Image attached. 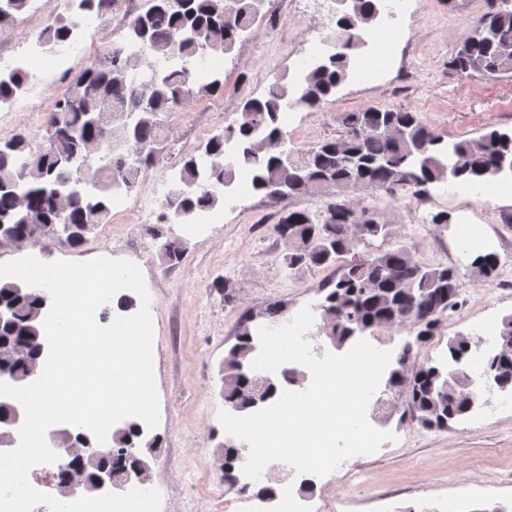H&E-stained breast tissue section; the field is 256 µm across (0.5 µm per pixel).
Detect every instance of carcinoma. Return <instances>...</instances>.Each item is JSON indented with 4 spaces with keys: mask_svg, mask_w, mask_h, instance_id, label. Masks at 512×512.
I'll use <instances>...</instances> for the list:
<instances>
[{
    "mask_svg": "<svg viewBox=\"0 0 512 512\" xmlns=\"http://www.w3.org/2000/svg\"><path fill=\"white\" fill-rule=\"evenodd\" d=\"M30 2L6 0L0 6V25L16 21ZM111 2L68 0V12L40 32L41 43L55 47L69 41L85 15H102ZM258 4L260 0H149L147 10L126 23L127 41L156 59L143 79L129 74L133 61L126 45L114 43L65 86L38 151L24 137L0 145V238H51L81 247L87 233L108 220L106 192L135 187L142 168L159 157L154 147L166 139V118L189 99L224 91L223 77L199 76L197 61L209 51H231L240 32L258 18ZM377 12V0H354L352 11L336 19L334 52L327 64L309 69L299 88L276 81L265 96L246 101L233 124L210 137L199 154L186 157L179 174L182 187L162 202L159 223L168 224L173 216L188 223L198 211L215 209L238 165L250 170L255 191L267 197L312 191L324 195L318 212L290 210L275 224L288 241V268L318 271L354 256L329 283L321 303L325 335L347 346L357 328H405L415 341L406 342L397 354V369L388 380L391 394L405 400L411 420L426 429L446 430L468 415L478 399L465 375L470 338L449 339L444 364L416 362L412 347L428 343L441 317L458 305L459 273L425 265L397 245L358 257L360 244L389 235V225L370 208L356 207L353 196L392 195L407 186L416 197L450 177L466 184L512 178V132L491 127L477 138L446 143L416 112L368 108L342 113L343 135L296 151L291 162L274 151L288 140L279 124L282 108L294 101L316 109L331 101L348 79L346 58L365 44L369 26L362 19ZM449 66L464 77L512 73V0H497V7L477 19L474 34ZM24 85L19 71L0 74V103L16 98ZM230 139L235 140L232 162L224 158V142ZM184 253L179 239L168 238L158 246L166 264H178ZM498 265L492 252L471 262L473 273L485 280L494 278ZM0 301L10 307L9 318L0 323V376L23 383L38 374L43 361L42 297L16 281H1ZM252 314L240 315L236 342L222 367L224 402L238 412L250 410L258 392L257 381L241 370L254 356ZM485 365L501 388L512 390V346L489 351ZM139 437L138 428L115 429L111 447L70 459L58 473L57 486L67 483L77 465L89 479L102 465L114 471L147 468L135 451Z\"/></svg>",
    "mask_w": 512,
    "mask_h": 512,
    "instance_id": "obj_1",
    "label": "carcinoma"
}]
</instances>
